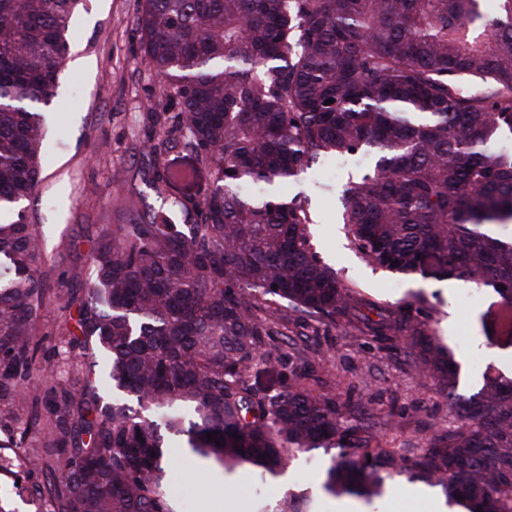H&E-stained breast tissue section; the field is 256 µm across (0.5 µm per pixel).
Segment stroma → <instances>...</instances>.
Segmentation results:
<instances>
[{
	"mask_svg": "<svg viewBox=\"0 0 512 512\" xmlns=\"http://www.w3.org/2000/svg\"><path fill=\"white\" fill-rule=\"evenodd\" d=\"M138 8L139 0H84L70 23L69 61L44 108L41 183L22 207L27 221L38 225L46 253L43 278L51 299L40 309L36 328L50 356L60 351L65 334L62 293L86 286L88 256L100 226L123 223L119 206L129 195L141 194L154 207L164 202V193L148 180L149 139L159 130L152 112L162 83L140 61ZM368 170L355 155L330 158L284 187V195L308 199L314 250L358 299L417 311L427 333L459 367L458 394L476 393L488 375L512 381V339L485 330L501 307L492 287L392 273L369 265L356 250L341 222L338 197L348 176ZM296 343L307 354L311 391L340 396L354 391L357 416L373 424L381 447L404 449L412 458L434 432L455 425L446 395L417 376L403 355L382 349L358 327L308 326ZM6 441L1 432L0 512H51L45 489L49 469L31 463L41 447L40 434L30 431L18 448ZM338 454L335 448H319L297 454L288 464L290 489L315 495L317 512H428L411 496L413 484L403 476L386 482L387 490L397 493L390 503L382 497L366 502L322 493L324 471ZM164 462L180 512H253L255 495L269 501L280 495L272 479L261 478L257 470L241 468L223 477L201 468L176 441L166 448Z\"/></svg>",
	"mask_w": 512,
	"mask_h": 512,
	"instance_id": "35a3bbf8",
	"label": "stroma"
}]
</instances>
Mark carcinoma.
Instances as JSON below:
<instances>
[{"mask_svg":"<svg viewBox=\"0 0 512 512\" xmlns=\"http://www.w3.org/2000/svg\"><path fill=\"white\" fill-rule=\"evenodd\" d=\"M496 3L486 17L480 0H141V62L177 110L173 139L149 147L151 182L187 176L168 159L174 140L210 178L166 209L131 197L127 223L102 225L92 277L64 306L66 352L88 370L50 383L36 333L45 254L19 204L41 180L35 105L55 95L83 0H0V431L33 409L57 512H177L163 464L175 436L228 472L271 476L337 447L328 493L375 497L404 475L469 512H512V383L455 396L458 366L418 316L356 299L313 251L305 201L277 193L322 156L371 153L373 169L341 190L357 250L392 273L504 285L512 332V240L489 232L512 222V153L498 149L512 135V0ZM282 307L327 328L360 323L388 349L406 340L410 368L459 424L409 460L350 421L356 402L313 394L303 363L288 388H256L251 370L280 363ZM99 356L110 399L92 378ZM257 512H311L309 496Z\"/></svg>","mask_w":512,"mask_h":512,"instance_id":"cac0c4a2","label":"carcinoma"}]
</instances>
